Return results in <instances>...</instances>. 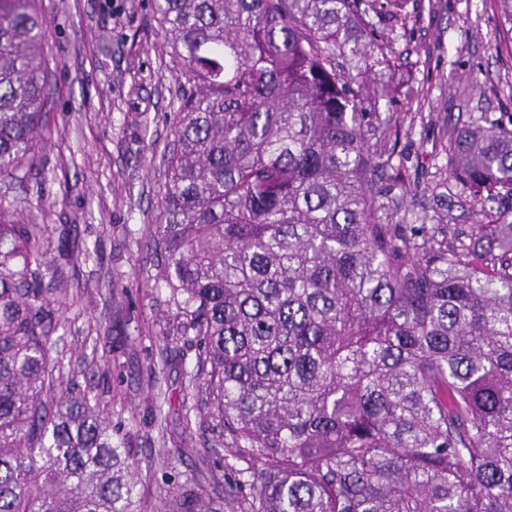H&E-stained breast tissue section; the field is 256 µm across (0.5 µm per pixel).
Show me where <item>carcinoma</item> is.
<instances>
[{
  "mask_svg": "<svg viewBox=\"0 0 512 512\" xmlns=\"http://www.w3.org/2000/svg\"><path fill=\"white\" fill-rule=\"evenodd\" d=\"M38 0H0V180L50 144ZM409 0H154L179 88L156 203L173 335L250 460L159 512H512V210L408 226L376 188L389 95L370 64ZM512 56V0H494ZM448 179L512 198V128L451 127ZM74 224L0 201V512H143L139 461L99 399L63 386L56 314Z\"/></svg>",
  "mask_w": 512,
  "mask_h": 512,
  "instance_id": "obj_1",
  "label": "carcinoma"
}]
</instances>
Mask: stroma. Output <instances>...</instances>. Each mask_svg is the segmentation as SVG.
<instances>
[{"instance_id":"1","label":"stroma","mask_w":512,"mask_h":512,"mask_svg":"<svg viewBox=\"0 0 512 512\" xmlns=\"http://www.w3.org/2000/svg\"><path fill=\"white\" fill-rule=\"evenodd\" d=\"M38 8L55 132L41 169L0 181V198L27 216L45 204V223L78 225L81 239L100 248V261L66 268L81 295L58 328L64 372L107 406L140 459L146 512L188 480L223 495L248 462L227 448L220 463L203 464L217 429L201 397L184 396L196 352L164 333L167 290L144 285L178 94L173 49L152 0H39ZM415 10L385 31L393 67L374 66L370 77L390 90L379 110L396 121L391 164L403 180L393 193L404 201V223L421 214L418 189L435 223L464 229L481 207L443 181L448 126L483 114L512 123V58L493 50L492 0H416ZM184 412L187 431L177 425Z\"/></svg>"}]
</instances>
